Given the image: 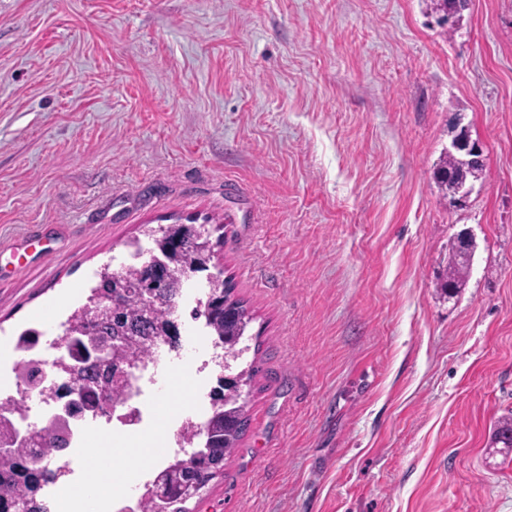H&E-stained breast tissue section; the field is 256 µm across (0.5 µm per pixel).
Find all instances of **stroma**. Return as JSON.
Here are the masks:
<instances>
[{
	"instance_id": "1",
	"label": "stroma",
	"mask_w": 512,
	"mask_h": 512,
	"mask_svg": "<svg viewBox=\"0 0 512 512\" xmlns=\"http://www.w3.org/2000/svg\"><path fill=\"white\" fill-rule=\"evenodd\" d=\"M0 0V347L226 227L250 427L194 512H512V0ZM486 172L434 170L454 118ZM470 277L440 289L461 230Z\"/></svg>"
}]
</instances>
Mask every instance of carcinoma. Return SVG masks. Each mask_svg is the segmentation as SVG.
I'll return each instance as SVG.
<instances>
[{
  "instance_id": "1",
  "label": "carcinoma",
  "mask_w": 512,
  "mask_h": 512,
  "mask_svg": "<svg viewBox=\"0 0 512 512\" xmlns=\"http://www.w3.org/2000/svg\"><path fill=\"white\" fill-rule=\"evenodd\" d=\"M478 180L481 171H468L460 167L455 155L444 153L437 169L439 183L448 186V175ZM207 230L192 224H169L157 230L150 229L152 257L156 259L154 276H149L146 264L124 265L118 270L105 266L98 273L99 282L87 302L75 309L66 321V335L87 336L104 333L116 339L117 348L112 353L117 369L112 377L101 376L86 370L73 376L56 368L62 385H76L84 392V401L94 405L102 397L111 405L124 401L130 388V369L146 365L153 354L156 340L163 336L177 342L178 332L171 319L176 300L187 283L184 268L200 262L197 273L205 274L208 285L206 301L191 311L194 320L204 319L205 325L219 343L224 345V369L229 360H236L242 353L238 345L252 321V315L235 295L231 279L211 276L210 268L221 265V255L206 253ZM471 256L455 253L451 259L445 287L463 288L471 270ZM112 299V320H87V312L104 298ZM262 371L257 360L235 375L222 376L211 394L213 412L191 435L202 438V447L191 452L192 460L174 457L161 469L141 497L140 512H193L187 503L216 477L224 474V461L238 448L249 428L247 397L254 378ZM25 401L10 403L7 411L0 413V440L8 438L17 419L26 417ZM36 433L49 448L61 451L68 442L59 437V431L50 427L38 428ZM32 449L18 448L9 456L0 457V505L21 502L25 512H49L41 490L62 479V471L47 466L40 477L30 482L24 475V464L33 457Z\"/></svg>"
}]
</instances>
